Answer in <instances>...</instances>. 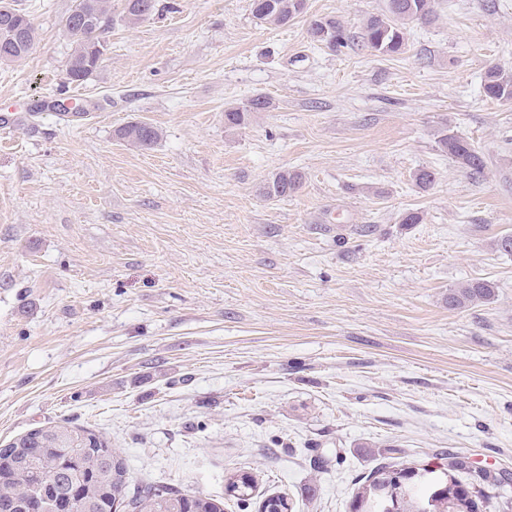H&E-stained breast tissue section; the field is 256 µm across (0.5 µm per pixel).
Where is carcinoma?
I'll use <instances>...</instances> for the list:
<instances>
[{
  "label": "carcinoma",
  "mask_w": 512,
  "mask_h": 512,
  "mask_svg": "<svg viewBox=\"0 0 512 512\" xmlns=\"http://www.w3.org/2000/svg\"><path fill=\"white\" fill-rule=\"evenodd\" d=\"M435 0H387L386 11L367 19L362 38L381 54H397L405 49L407 25L427 22L434 15ZM155 7V0H125V18L130 23L141 20ZM109 0H75L65 26L73 36L67 62L71 81L87 79L98 67L103 51V34L111 21ZM305 0H253L252 13L260 21L285 25L302 14ZM12 17V27L0 26V64H8L29 55L36 42L31 19L16 8L13 0H0V17ZM312 42L332 49L347 46L348 36L332 18H314L308 25ZM487 98L505 104L512 102V73L490 68L483 84ZM271 102L256 96L249 104L224 109V125L240 127L253 112H267ZM117 137L141 148L152 147L160 131L145 121L131 122L117 130ZM439 144L470 175L478 178L484 162L468 141L453 134H443ZM301 185V176L279 171L264 183L262 193L268 198H286ZM493 286L487 281H470L448 293V306L468 307L492 298ZM441 465L454 468V488L440 493L439 505L430 512H465L489 501V490L499 486L482 475L470 482L459 478L469 469L462 457L450 452L439 457ZM405 463H379L368 475L354 483L349 501L350 512H374L373 504L391 491L398 492L401 512H425L424 488L418 485L419 473L408 468L413 477L398 486L389 481L386 471ZM127 469L120 452L101 436L78 426L54 424L34 429L0 445V512H57L56 504L71 501L77 512H224L221 503L200 492H181L166 486L145 487L127 497ZM255 479L248 473L227 479L228 499L243 505L249 501ZM261 512H293L284 495H273L263 502Z\"/></svg>",
  "instance_id": "1"
}]
</instances>
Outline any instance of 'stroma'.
Wrapping results in <instances>:
<instances>
[{"label": "stroma", "mask_w": 512, "mask_h": 512, "mask_svg": "<svg viewBox=\"0 0 512 512\" xmlns=\"http://www.w3.org/2000/svg\"><path fill=\"white\" fill-rule=\"evenodd\" d=\"M18 4L37 41L0 64V444L68 421L121 451L130 491L224 512L234 472L257 477L247 512L271 494L349 512L387 448L512 473V105L483 92L490 67L512 72V0H437L397 55L361 38L387 0H306L283 26L252 0H157L134 24L112 0L81 82L75 0ZM313 17L347 46L312 43ZM258 95L271 111L225 127ZM75 102L86 115L57 109ZM134 121L160 130L150 149L118 139ZM283 170L300 189L263 196ZM472 280L493 298L450 308ZM444 152L474 178L483 173L484 162L480 153L468 141L454 133L442 134L438 140Z\"/></svg>", "instance_id": "stroma-1"}]
</instances>
